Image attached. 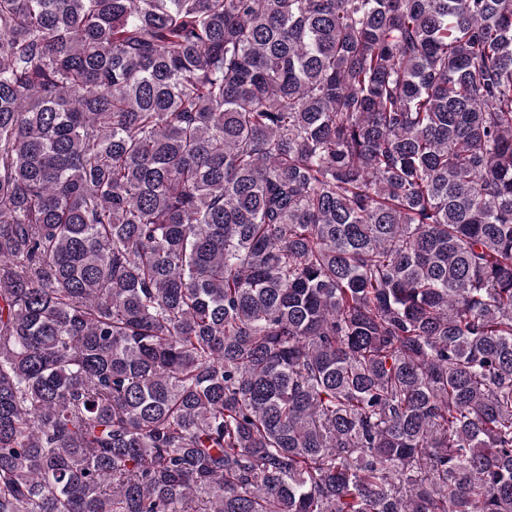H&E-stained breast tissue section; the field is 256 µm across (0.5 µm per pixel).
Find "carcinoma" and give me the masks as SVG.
Masks as SVG:
<instances>
[{
    "label": "carcinoma",
    "mask_w": 512,
    "mask_h": 512,
    "mask_svg": "<svg viewBox=\"0 0 512 512\" xmlns=\"http://www.w3.org/2000/svg\"><path fill=\"white\" fill-rule=\"evenodd\" d=\"M0 512H512V0H0Z\"/></svg>",
    "instance_id": "1"
}]
</instances>
